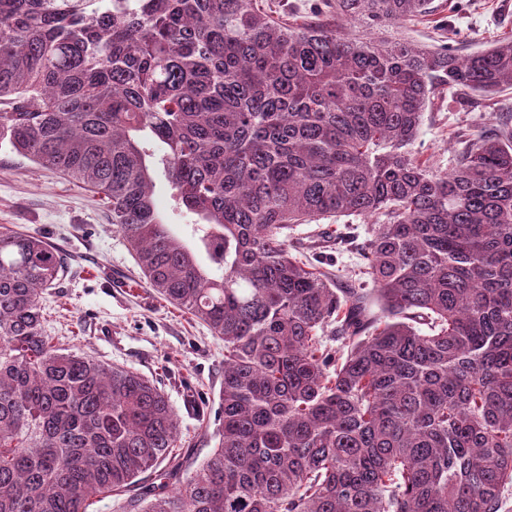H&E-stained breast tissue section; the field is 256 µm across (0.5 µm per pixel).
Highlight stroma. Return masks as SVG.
Masks as SVG:
<instances>
[{"instance_id":"1","label":"stroma","mask_w":512,"mask_h":512,"mask_svg":"<svg viewBox=\"0 0 512 512\" xmlns=\"http://www.w3.org/2000/svg\"><path fill=\"white\" fill-rule=\"evenodd\" d=\"M435 15L387 28L392 38L422 45L464 43L468 51L512 37V0H434ZM494 108L450 90L426 108L413 144L435 171L455 163L459 135L493 127L512 110V90ZM0 225L34 232L65 258L60 280L42 302L43 332L54 344L157 380L175 413L177 451L195 472L218 443L224 343L201 322L147 284L100 194L83 183L0 150ZM363 219L297 224L288 242L314 265L342 280L362 282V261L349 239L364 235ZM122 287H114V280Z\"/></svg>"}]
</instances>
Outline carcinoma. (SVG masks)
<instances>
[{
    "mask_svg": "<svg viewBox=\"0 0 512 512\" xmlns=\"http://www.w3.org/2000/svg\"><path fill=\"white\" fill-rule=\"evenodd\" d=\"M0 0V147L104 195L149 284L224 340L217 446L145 512H500L512 486V128L434 172L436 91L512 87V38L470 54L382 36L433 0ZM364 28L348 37L337 21ZM195 216L192 243L154 174ZM370 224L364 285L294 257L288 226ZM63 258L0 226V512H88L167 462L142 374L41 329ZM376 295L374 313L370 295ZM263 3L269 7L275 16H280L284 20L292 23L314 22L324 17L316 12V0H263ZM154 196L157 207L160 213L166 218L168 224H172V227L177 232L190 238L194 217L176 208L175 201L172 198L170 184L161 171L155 176Z\"/></svg>",
    "mask_w": 512,
    "mask_h": 512,
    "instance_id": "cac0c4a2",
    "label": "carcinoma"
}]
</instances>
